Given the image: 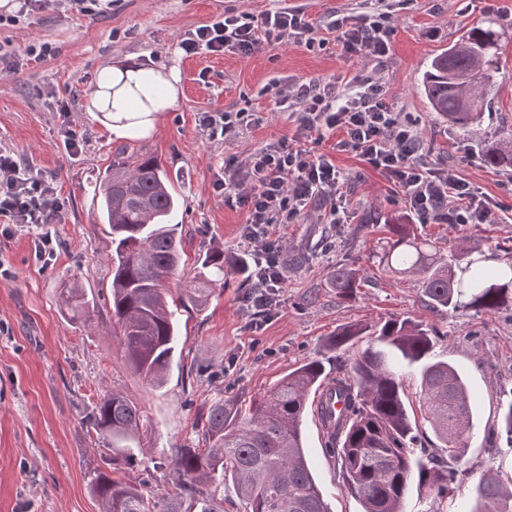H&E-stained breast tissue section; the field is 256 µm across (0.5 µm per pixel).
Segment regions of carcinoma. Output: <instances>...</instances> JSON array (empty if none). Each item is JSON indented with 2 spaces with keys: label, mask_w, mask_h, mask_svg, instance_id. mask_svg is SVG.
Segmentation results:
<instances>
[{
  "label": "carcinoma",
  "mask_w": 512,
  "mask_h": 512,
  "mask_svg": "<svg viewBox=\"0 0 512 512\" xmlns=\"http://www.w3.org/2000/svg\"><path fill=\"white\" fill-rule=\"evenodd\" d=\"M494 22L473 27L436 55L422 78V93L437 112L464 133L478 125L488 107L498 70ZM151 93L135 91L138 111L146 112L162 95L159 80L147 76ZM485 164L512 165V145L484 155ZM96 197L108 225L112 251V321L127 364L160 388L174 361L178 332L167 284L181 261L178 225L169 223L178 207L171 178L155 156L119 148L99 179ZM392 233L383 254L387 266L420 276L427 306L433 310L465 307L477 313L512 310V264L489 273L481 251L461 249L444 259L437 242L409 224L388 225ZM199 276L183 288L180 305L202 310L217 282L224 279V252L211 251ZM331 287L352 298L367 282L354 268L339 267ZM72 317H90L88 301L77 288L61 291ZM360 336L371 343L349 366L332 375L320 359L306 360L248 405L219 399L208 407L201 427L202 446L178 448L168 464L172 496L143 491L123 474L138 464L141 429L149 424L136 401L121 391L105 394L86 415V426L107 441L110 468L93 472L91 490L101 512H224L216 492L232 482L243 512H330L303 451V419L308 408L338 460L344 489L362 512H407L410 487L448 494L462 473L465 440L473 429L471 395L462 373L434 361L433 331L411 318L390 319L368 329L353 324L326 343L344 349ZM418 373V407L423 422L454 461L448 466L422 447L416 418L410 416L402 372ZM463 512H512V483L486 473Z\"/></svg>",
  "instance_id": "obj_1"
}]
</instances>
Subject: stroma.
I'll return each mask as SVG.
<instances>
[{"label":"stroma","instance_id":"1","mask_svg":"<svg viewBox=\"0 0 512 512\" xmlns=\"http://www.w3.org/2000/svg\"><path fill=\"white\" fill-rule=\"evenodd\" d=\"M301 9L326 45L309 48L284 39L252 56L227 52L185 56V33L225 10L261 14L276 0H115L86 13L71 0L48 7L23 6L12 25H0V49L23 65L0 72V149L52 178L66 207L54 224H21L0 236V262L13 276L0 279V512H99L90 473L103 464L107 446L83 418L106 392L120 390L142 407L152 426L132 480L171 490L167 464L175 449L196 446L201 410L219 399L250 402L300 362L350 360L368 338L329 353L326 340L339 328L376 326L392 318L423 321L436 336L434 354L461 369L473 397L474 428L467 441V474L452 495L429 497L440 512L469 505L487 470L512 478V447L499 439L503 405L512 401V311L481 314L460 308L432 311L418 276L386 270L381 262L386 224L407 215L386 179L352 153L337 152L335 136L305 149L325 155L348 179L351 220L326 224L311 209L293 224H277L283 241L285 280L267 321L253 326L243 297L251 288L232 264L252 256L244 236L246 212L225 204L216 184L225 165L244 164L256 148L291 138L297 115L282 101L285 83L326 82L372 69L371 61L345 55L328 24L333 14L388 12L395 28L392 50L380 72L384 96L415 121L421 136L416 163L440 167L479 187L495 208L491 224H420L418 234L437 239L443 255L457 245L479 246L494 268L512 264V166L490 167L483 155L512 143V0H288ZM498 33V70L492 104L479 128L464 134L430 112L420 92L433 56L462 33L486 21ZM49 43L46 59L28 58L30 46ZM129 63L154 72L176 68V104L155 115L149 135L118 137L97 103L101 72ZM67 111H59V104ZM244 112L248 118L226 137H210L200 113ZM263 117L251 122V114ZM86 133L80 150L67 151L64 130ZM158 158L174 175L179 207L172 217L184 246L172 288L191 281L207 251L224 252V286L204 311L178 307L177 356L162 387H152L125 362L112 323V248L98 217L95 183L118 148ZM53 239L50 261L35 259L41 235ZM368 277L354 298L329 281L337 267ZM76 286L90 305L91 327L72 320L61 291ZM307 457L332 512H361L342 486L334 457L313 416L303 424Z\"/></svg>","mask_w":512,"mask_h":512}]
</instances>
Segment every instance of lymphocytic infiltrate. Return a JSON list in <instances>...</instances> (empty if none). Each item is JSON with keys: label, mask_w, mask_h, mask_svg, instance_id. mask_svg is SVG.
Masks as SVG:
<instances>
[{"label": "lymphocytic infiltrate", "mask_w": 512, "mask_h": 512, "mask_svg": "<svg viewBox=\"0 0 512 512\" xmlns=\"http://www.w3.org/2000/svg\"><path fill=\"white\" fill-rule=\"evenodd\" d=\"M344 53L384 64L394 35L384 13L344 16L329 24ZM293 38L314 47V26L295 8L280 6L261 16L227 11L218 20L196 27L179 42L185 55L231 51L250 56L262 47ZM290 100L297 112L296 142L258 148L243 167L223 181L225 198L247 211L246 236L256 252V281L246 295L253 316L269 313L283 282L282 248L269 236L274 224H291L308 208L327 211L331 223L345 221L344 175L325 156L299 147L302 139L322 141L338 133V151L356 153L386 178L422 224H489L494 211L481 192L440 168L413 160L421 141L414 123L390 106L379 79L358 71L344 90L334 82L311 80L295 86ZM65 202L54 182L0 149V234L17 224H53Z\"/></svg>", "instance_id": "f902f5d3"}]
</instances>
